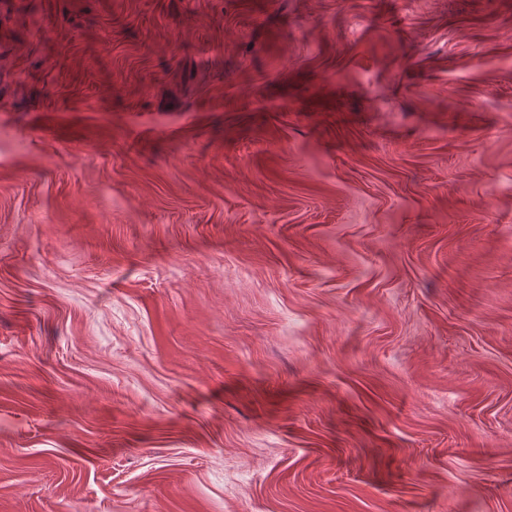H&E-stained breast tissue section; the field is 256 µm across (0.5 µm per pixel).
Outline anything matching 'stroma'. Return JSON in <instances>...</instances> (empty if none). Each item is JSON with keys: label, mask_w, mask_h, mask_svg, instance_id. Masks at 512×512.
<instances>
[{"label": "stroma", "mask_w": 512, "mask_h": 512, "mask_svg": "<svg viewBox=\"0 0 512 512\" xmlns=\"http://www.w3.org/2000/svg\"><path fill=\"white\" fill-rule=\"evenodd\" d=\"M0 512H512V0H0Z\"/></svg>", "instance_id": "35a3bbf8"}]
</instances>
